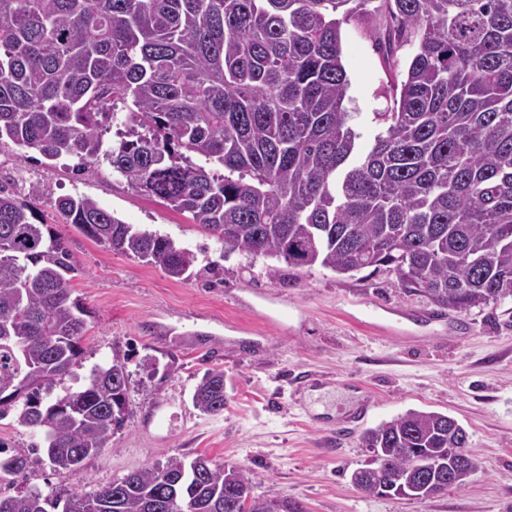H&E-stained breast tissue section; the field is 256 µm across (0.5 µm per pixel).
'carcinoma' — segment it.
I'll list each match as a JSON object with an SVG mask.
<instances>
[{"label":"carcinoma","mask_w":512,"mask_h":512,"mask_svg":"<svg viewBox=\"0 0 512 512\" xmlns=\"http://www.w3.org/2000/svg\"><path fill=\"white\" fill-rule=\"evenodd\" d=\"M0 0V143L48 159H100L224 245L289 266L393 273L404 293L456 313L512 297V0ZM373 29L388 64L410 43L399 97L366 153L345 100L341 26ZM123 106L127 111L120 112ZM123 127L104 148V134ZM0 179V418L43 435L56 471L81 466L124 424L116 357L53 398L83 355L87 310L65 236ZM62 223L185 278L194 256L88 196ZM192 403L224 411V372ZM445 414L410 410L362 434L376 459L361 491L426 501L469 485L448 470ZM0 457V482L27 466ZM307 512L252 495L250 472L206 456L148 464L93 493L0 496V512Z\"/></svg>","instance_id":"cac0c4a2"}]
</instances>
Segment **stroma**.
Returning <instances> with one entry per match:
<instances>
[{
    "label": "stroma",
    "mask_w": 512,
    "mask_h": 512,
    "mask_svg": "<svg viewBox=\"0 0 512 512\" xmlns=\"http://www.w3.org/2000/svg\"><path fill=\"white\" fill-rule=\"evenodd\" d=\"M341 34L363 153L414 48L402 47L391 68L368 25L353 18ZM73 165L0 143V175L36 180L49 196L91 197L195 262L188 278H172L64 227L89 316L83 358L55 393L84 386L118 355L131 373L128 415L108 448L61 472L32 457L38 432L1 419L0 446L30 458L1 496L93 492L145 465L204 455L250 469L254 496L297 499L308 512H512V300L458 314L404 294L384 271L284 265L272 277L266 259L225 254L189 214L134 191L107 162L84 174ZM211 369L223 370L228 396L218 415L191 400ZM410 410L448 415L468 432L479 470L465 489L420 502L353 485L368 459L362 433Z\"/></svg>",
    "instance_id": "stroma-1"
}]
</instances>
